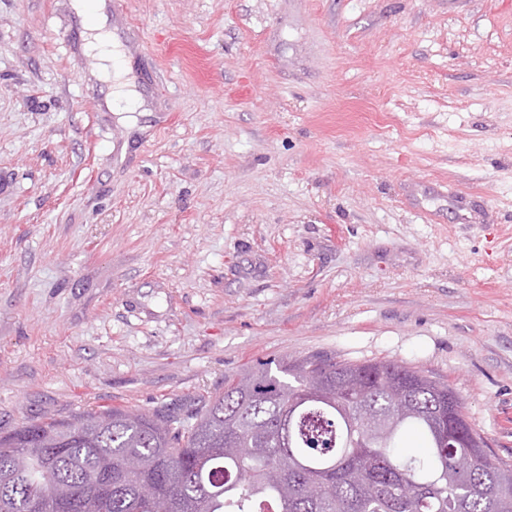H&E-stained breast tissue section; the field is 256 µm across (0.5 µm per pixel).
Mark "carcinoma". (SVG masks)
<instances>
[{"instance_id":"obj_1","label":"carcinoma","mask_w":512,"mask_h":512,"mask_svg":"<svg viewBox=\"0 0 512 512\" xmlns=\"http://www.w3.org/2000/svg\"><path fill=\"white\" fill-rule=\"evenodd\" d=\"M453 402L449 385L392 361H262L186 416L113 407L1 436L0 512H31L60 487L67 512H512V465L460 410L464 437L448 440ZM406 432L426 454L400 452ZM108 473L112 494L93 496Z\"/></svg>"}]
</instances>
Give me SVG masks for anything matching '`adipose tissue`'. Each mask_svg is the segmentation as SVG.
<instances>
[{
	"label": "adipose tissue",
	"mask_w": 512,
	"mask_h": 512,
	"mask_svg": "<svg viewBox=\"0 0 512 512\" xmlns=\"http://www.w3.org/2000/svg\"><path fill=\"white\" fill-rule=\"evenodd\" d=\"M72 8L84 30L86 50L99 60L97 79L110 85L112 99L123 101L125 111H137L141 99L134 89L122 46L108 28L102 0H73Z\"/></svg>",
	"instance_id": "1"
}]
</instances>
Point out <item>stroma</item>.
<instances>
[{
	"label": "stroma",
	"instance_id": "obj_1",
	"mask_svg": "<svg viewBox=\"0 0 512 512\" xmlns=\"http://www.w3.org/2000/svg\"><path fill=\"white\" fill-rule=\"evenodd\" d=\"M0 0V437L283 356L449 384L512 462V0ZM73 0L72 8L85 34V49L99 59L95 73L98 80L112 88L109 98L125 102L121 112H136L141 106L140 95L128 78L131 69L126 61L122 45L112 38L108 29V17L103 0Z\"/></svg>",
	"mask_w": 512,
	"mask_h": 512
}]
</instances>
